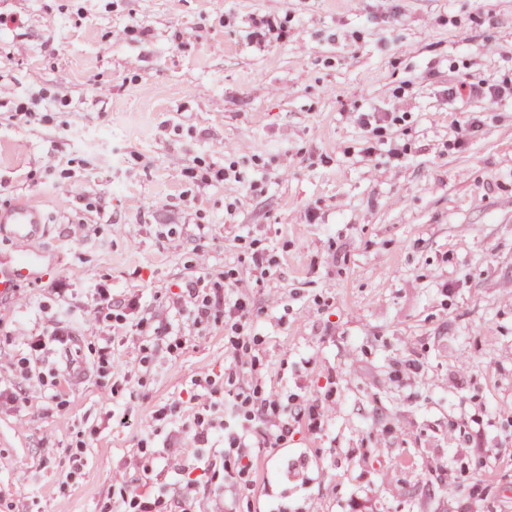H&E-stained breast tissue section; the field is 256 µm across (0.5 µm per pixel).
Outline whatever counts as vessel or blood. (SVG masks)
Masks as SVG:
<instances>
[{
    "mask_svg": "<svg viewBox=\"0 0 512 512\" xmlns=\"http://www.w3.org/2000/svg\"><path fill=\"white\" fill-rule=\"evenodd\" d=\"M0 223L13 243V256L0 257V300L15 296L19 284L28 278L29 272L38 262V256L28 244L45 231L46 220L31 204L22 202L0 213Z\"/></svg>",
    "mask_w": 512,
    "mask_h": 512,
    "instance_id": "b4317fda",
    "label": "vessel or blood"
}]
</instances>
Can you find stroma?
I'll return each mask as SVG.
<instances>
[{
    "label": "stroma",
    "instance_id": "obj_1",
    "mask_svg": "<svg viewBox=\"0 0 512 512\" xmlns=\"http://www.w3.org/2000/svg\"><path fill=\"white\" fill-rule=\"evenodd\" d=\"M260 18L287 39L257 48ZM471 75L512 81V0H0V208L47 220L0 301V383L57 327L72 343L38 367L83 368L56 398L0 403V512H101L133 488L173 512L207 456L178 397L224 392L232 350L220 316L163 333L202 267L251 283L260 393L330 409L255 449L233 495L225 450L194 512H512V455L481 458L512 437V103L449 99ZM353 111L403 119L374 136ZM467 112L481 128L459 148ZM256 249L276 275L256 280ZM100 288L142 318L114 331Z\"/></svg>",
    "mask_w": 512,
    "mask_h": 512
}]
</instances>
